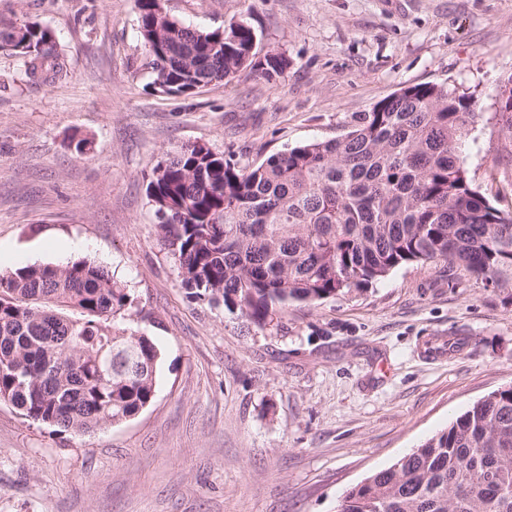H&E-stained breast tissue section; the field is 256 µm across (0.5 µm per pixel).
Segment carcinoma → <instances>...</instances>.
Instances as JSON below:
<instances>
[{
    "label": "carcinoma",
    "mask_w": 512,
    "mask_h": 512,
    "mask_svg": "<svg viewBox=\"0 0 512 512\" xmlns=\"http://www.w3.org/2000/svg\"><path fill=\"white\" fill-rule=\"evenodd\" d=\"M145 66L182 96L240 74L272 82L288 57L256 50L245 21L184 26L161 0H138ZM0 49L30 85L68 80L52 31L0 25ZM512 133V76L498 91ZM474 95L408 85L356 114L349 130L240 168L192 144L152 169L147 193L181 287L257 325L278 304L361 291L394 269L441 261L512 288V214L477 190L459 157ZM126 284L88 259L0 272V402L33 423L85 434L155 399L161 353L133 327ZM338 512H512V387L491 392L392 467L351 488Z\"/></svg>",
    "instance_id": "carcinoma-1"
}]
</instances>
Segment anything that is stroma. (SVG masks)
Wrapping results in <instances>:
<instances>
[{"label":"stroma","instance_id":"1","mask_svg":"<svg viewBox=\"0 0 512 512\" xmlns=\"http://www.w3.org/2000/svg\"><path fill=\"white\" fill-rule=\"evenodd\" d=\"M162 3L197 29L247 21L288 69L167 95L144 66L137 0H0V21L48 27L72 71L31 86L0 50V271L95 261L131 289L163 354L154 403L91 434L0 403V512H337L353 486L512 386V288L408 265L361 292L278 306L259 327L181 288L151 170L188 144L248 167L344 134L404 86L446 83L476 97L461 153L510 214L497 93L512 76V0ZM432 336L465 345L432 362Z\"/></svg>","mask_w":512,"mask_h":512}]
</instances>
